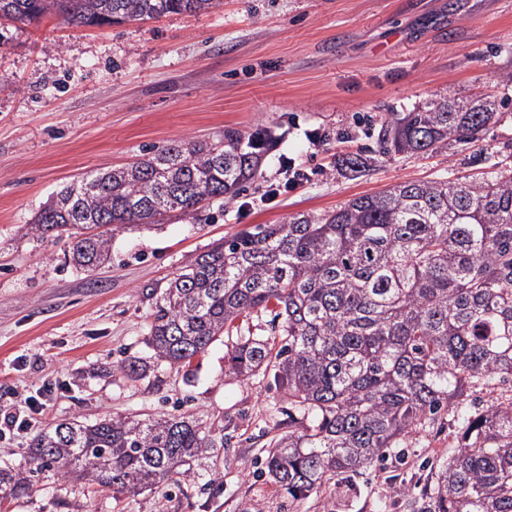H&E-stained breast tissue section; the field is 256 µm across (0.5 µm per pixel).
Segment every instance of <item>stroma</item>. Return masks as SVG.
<instances>
[{"label": "stroma", "instance_id": "1", "mask_svg": "<svg viewBox=\"0 0 512 512\" xmlns=\"http://www.w3.org/2000/svg\"><path fill=\"white\" fill-rule=\"evenodd\" d=\"M511 73L512 0H223L112 26L1 20L0 414L26 412L50 384L33 431L75 416L174 413L224 445L189 480L130 495L35 470L27 432L0 442V467L34 470L33 488L0 512H411L397 488L453 452L451 425L419 433L404 464L293 498L262 468L296 409L269 378L231 373V337L190 366L157 362L146 344L151 292L254 225L321 215L404 181L512 170ZM451 89L499 103L475 147L382 156L356 180L337 173L338 156L374 147L384 117ZM228 128L267 132L260 174L231 203L117 230L92 272L66 261L64 243L28 231L53 193L87 174ZM284 156L307 181L284 188ZM273 184L281 191L266 199ZM132 360L148 365L145 378L119 371Z\"/></svg>", "mask_w": 512, "mask_h": 512}]
</instances>
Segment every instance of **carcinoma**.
Masks as SVG:
<instances>
[{
  "mask_svg": "<svg viewBox=\"0 0 512 512\" xmlns=\"http://www.w3.org/2000/svg\"><path fill=\"white\" fill-rule=\"evenodd\" d=\"M221 0H0V19L56 15L74 26L209 12ZM496 102L448 91L384 119L378 150L343 156L358 178L383 155L474 144ZM263 153L233 128L215 141L182 140L124 167L92 173L51 197L28 224L43 240L70 232L68 260L85 271L110 257L112 232L160 224L212 198L230 202L258 176ZM281 320L275 351L240 334L254 313ZM154 357L188 366L237 332L231 370L270 375L302 414V431L272 443L267 475L289 495L389 459L428 427L452 421L456 451L420 487L412 512H512V397L479 409L469 393L512 379V172L480 180L407 181L320 216L256 224L199 255L171 279L149 314ZM215 447L178 414L73 418L40 431L39 469L119 492L191 477ZM32 475L0 469V498L23 496Z\"/></svg>",
  "mask_w": 512,
  "mask_h": 512,
  "instance_id": "1",
  "label": "carcinoma"
}]
</instances>
